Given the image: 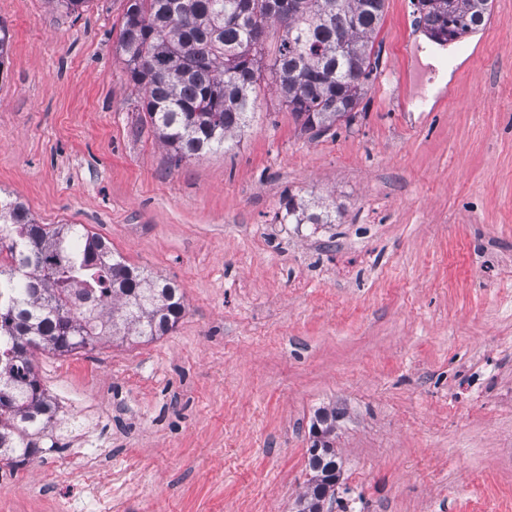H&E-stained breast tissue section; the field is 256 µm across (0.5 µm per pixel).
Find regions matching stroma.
Returning a JSON list of instances; mask_svg holds the SVG:
<instances>
[{"mask_svg": "<svg viewBox=\"0 0 512 512\" xmlns=\"http://www.w3.org/2000/svg\"><path fill=\"white\" fill-rule=\"evenodd\" d=\"M127 0H0V189L176 281L148 343L36 352L85 420L0 465V512H297L321 421L326 512H512V0L452 42L435 101L414 0H385L351 126L261 85L231 149L175 161L118 53ZM332 224H286L288 198ZM103 447L94 485L75 448Z\"/></svg>", "mask_w": 512, "mask_h": 512, "instance_id": "35a3bbf8", "label": "stroma"}]
</instances>
